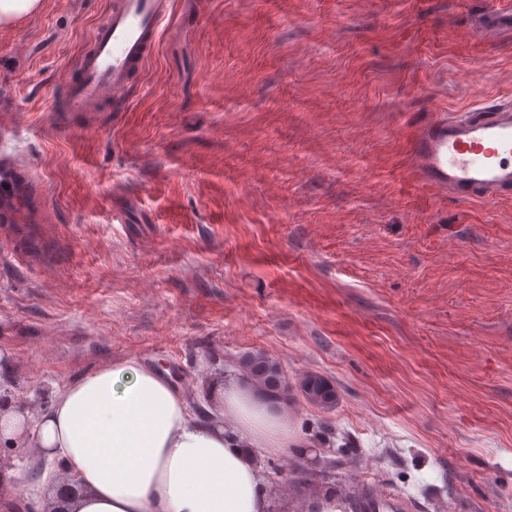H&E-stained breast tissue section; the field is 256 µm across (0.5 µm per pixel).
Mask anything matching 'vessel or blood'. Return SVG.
Returning <instances> with one entry per match:
<instances>
[{
  "instance_id": "1",
  "label": "vessel or blood",
  "mask_w": 512,
  "mask_h": 512,
  "mask_svg": "<svg viewBox=\"0 0 512 512\" xmlns=\"http://www.w3.org/2000/svg\"><path fill=\"white\" fill-rule=\"evenodd\" d=\"M171 0H114L75 62L65 88L68 111L81 112L111 96L123 108L128 90L151 59ZM512 33V8L486 7L461 31ZM414 178L423 188L460 203L512 195V98L463 111H434L412 144Z\"/></svg>"
}]
</instances>
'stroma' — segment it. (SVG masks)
<instances>
[{"label": "stroma", "mask_w": 512, "mask_h": 512, "mask_svg": "<svg viewBox=\"0 0 512 512\" xmlns=\"http://www.w3.org/2000/svg\"><path fill=\"white\" fill-rule=\"evenodd\" d=\"M475 0H172L122 111L63 109L112 0H45L0 29V347L11 394L119 357L199 415L245 353L329 378L286 403L273 512L324 489L396 512H512V197L417 187L438 108L512 97V37ZM477 68L476 85L459 80ZM312 449L315 464L301 459ZM512 33V8L485 7L478 11L472 24L461 30L463 38L481 34L486 38L501 37ZM295 384L305 400L323 411H331L338 404L339 395L336 387L327 377L317 373H307Z\"/></svg>", "instance_id": "1"}]
</instances>
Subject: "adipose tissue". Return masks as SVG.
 Listing matches in <instances>:
<instances>
[{
	"instance_id": "ef3b65f1",
	"label": "adipose tissue",
	"mask_w": 512,
	"mask_h": 512,
	"mask_svg": "<svg viewBox=\"0 0 512 512\" xmlns=\"http://www.w3.org/2000/svg\"><path fill=\"white\" fill-rule=\"evenodd\" d=\"M203 422L179 387L132 358L52 386L40 406L0 401V441L27 451V506L64 476L68 512H269L263 457L294 443L288 412L242 376L212 392Z\"/></svg>"
}]
</instances>
